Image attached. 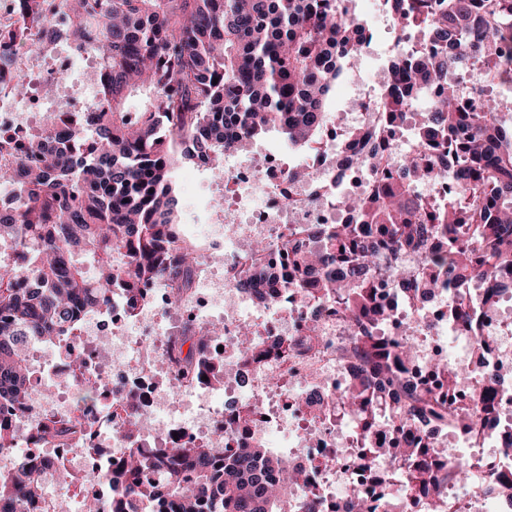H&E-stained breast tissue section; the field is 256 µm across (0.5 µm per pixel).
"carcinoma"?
I'll return each mask as SVG.
<instances>
[{"label":"carcinoma","instance_id":"cac0c4a2","mask_svg":"<svg viewBox=\"0 0 512 512\" xmlns=\"http://www.w3.org/2000/svg\"><path fill=\"white\" fill-rule=\"evenodd\" d=\"M355 0H60L72 19L70 42L99 59L97 99L75 124L46 117L24 145L0 133V185L15 199L0 202V401L3 408L30 397L28 345L60 348L83 320L112 304V290L133 303L147 281H161L173 298L192 287L202 263L200 246L180 240L172 173L193 163L224 175V155L275 129L292 149L320 142L326 113L360 50ZM19 25L0 27V42H21L9 94L30 90L27 62L52 48L33 37L44 21L40 0H18ZM395 26L425 31L443 49L418 54L405 47L391 59L382 85V137L401 130L434 85L448 90L421 113L420 143L428 167L404 164L402 176L380 179L350 201L354 224H316L306 237L314 249L285 239L292 275L286 285L313 283L354 327L357 379L336 397V413L364 425L385 423L411 445L384 449L405 469V493L439 502L447 493L448 463L427 431L460 422L443 389L460 374L444 363L432 383L402 363L411 347L386 335L392 318L378 302L391 282L406 299L427 288H448L449 316L469 321L475 307L462 289L512 265V122L498 116L494 88L512 82V0H386ZM473 58L490 96L459 102L448 71ZM144 97L142 109L125 106ZM458 182L448 206H430L418 192L421 171ZM200 327L171 350L177 377L193 373L199 347L217 333ZM475 427L498 423L482 401ZM80 422L54 423L52 435L77 439ZM17 435L0 415V451ZM157 486L140 482L143 471ZM295 472L288 461L260 448H131L109 483L120 487L107 502L89 499L92 512H282L286 494L273 489ZM45 497L36 466L22 455L0 473V500L29 512Z\"/></svg>","mask_w":512,"mask_h":512}]
</instances>
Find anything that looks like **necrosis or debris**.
<instances>
[{
	"label": "necrosis or debris",
	"instance_id": "1",
	"mask_svg": "<svg viewBox=\"0 0 512 512\" xmlns=\"http://www.w3.org/2000/svg\"><path fill=\"white\" fill-rule=\"evenodd\" d=\"M46 21L36 27L37 37L56 41L62 50L43 69L39 80L69 68L75 55L65 46L69 20L57 0H44ZM17 46H0V130L24 141L35 121L51 113L58 124H68L91 104L94 81L79 89L59 90L46 98L29 96L15 103L4 87L14 75ZM382 102L375 86L355 88L342 119L329 121L317 157L301 165L314 173L312 180L288 179L282 159L265 155L263 168L250 160H224V212L210 229L213 250L222 252L220 266L204 264L192 286L173 299L162 283L143 289L136 307L113 295L110 310L89 317L71 336L65 349L34 351V393L24 405L11 409L18 434L19 453L37 461L42 481L63 486L56 497L43 500L40 512H73L89 498L105 497L103 475L128 449L142 452L164 447L207 444L213 448L251 445L287 449L288 460L307 472L316 489L317 512H346L347 490L358 486L371 512H426L409 499L390 503L380 490L396 474L386 457H376L374 468L382 482L375 485L360 473L357 462L366 453L362 429L347 432L336 424L332 401L354 380L348 355L351 331L341 310L312 288L283 287L287 257L280 251L282 233L298 232L313 224H348L350 198L369 193L382 172H395L403 157L414 150L405 133L390 140L384 171L371 164L346 161L345 147L357 145L358 126H376ZM265 239L266 253L245 250L247 241ZM253 267L262 276L254 288L237 285L240 271ZM512 284V269L495 281L471 284L467 296L476 298V321L468 328L448 320V293L425 300L401 301L392 290L380 289V301L397 315L389 332L404 339L402 319L421 317L426 338L414 350L408 368L421 373L437 361L462 372L453 387V408L470 409L482 391L468 380L478 363L505 375L495 393L500 417L512 419V295L487 303L495 283ZM219 324L220 335L205 343L200 375L175 383L165 359L184 329ZM250 326L263 352L255 356L240 344V331ZM82 355L86 364L75 370L69 357ZM247 383H240V374ZM94 386L96 399L83 410L84 437L73 445L51 438L46 430L54 420L72 414L69 396L76 389ZM178 396H171V389ZM445 459L478 462L482 480L512 478V455L505 453L504 433L475 431L464 426L446 428L432 436ZM15 452V453H18ZM15 453H0V471ZM443 512H512V501L495 494L471 499L456 477H449Z\"/></svg>",
	"mask_w": 512,
	"mask_h": 512
}]
</instances>
